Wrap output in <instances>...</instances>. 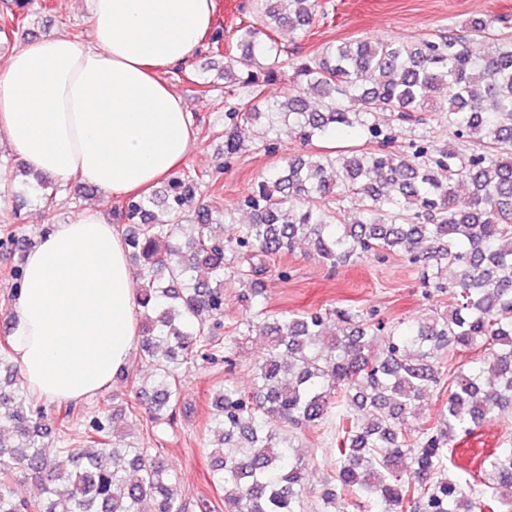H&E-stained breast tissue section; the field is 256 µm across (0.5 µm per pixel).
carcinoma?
I'll return each mask as SVG.
<instances>
[{
    "label": "carcinoma",
    "instance_id": "carcinoma-1",
    "mask_svg": "<svg viewBox=\"0 0 512 512\" xmlns=\"http://www.w3.org/2000/svg\"><path fill=\"white\" fill-rule=\"evenodd\" d=\"M260 22L224 40L217 27L210 52L224 57V88L241 100L224 112V156L241 149L239 129L269 119L306 144L353 131L371 149L285 156L233 207L217 201L218 178L182 167L163 188L109 207L131 259L140 263L138 314L141 360L151 367L132 378L146 405V430L170 421L183 405L187 366L221 360L254 326L267 320V348L253 370L251 393L226 381L212 398L204 448L224 512H330L336 491L353 492L375 512H512L495 486L512 485V448H496L463 478L448 466L457 440L512 412V34L477 17L467 34L448 33L407 44L366 39L327 43L310 57L288 56L275 38L287 28L303 38L325 14L320 0H257ZM31 16L29 0H13L0 32ZM494 49L477 55L471 42ZM292 71L296 86L277 100L264 87ZM320 96L313 107L308 96ZM448 122L468 149L435 151L422 136L394 153L398 126ZM469 202L456 203V185ZM251 221L227 239L211 233L234 211ZM309 243L333 267L368 256L404 255L421 266L424 287L448 292L446 313L396 323L375 347L376 323L358 310L284 312L268 319L261 296L269 260ZM456 269L444 281L439 265ZM242 294L245 317L224 327V281ZM342 323L329 334L328 322ZM484 350L479 362L446 369L443 354ZM8 341L0 342V512H190L172 489L165 459L118 432L117 410L99 409L74 421L65 407L44 415L23 388ZM448 377V399L435 426L409 427L421 402ZM79 425L86 449L62 446ZM331 426L328 452L338 488L308 502V463L296 452L297 431ZM59 444L46 454L45 441ZM21 471L40 488L35 500L15 495Z\"/></svg>",
    "mask_w": 512,
    "mask_h": 512
}]
</instances>
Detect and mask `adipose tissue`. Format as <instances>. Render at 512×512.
<instances>
[{"instance_id":"obj_1","label":"adipose tissue","mask_w":512,"mask_h":512,"mask_svg":"<svg viewBox=\"0 0 512 512\" xmlns=\"http://www.w3.org/2000/svg\"><path fill=\"white\" fill-rule=\"evenodd\" d=\"M87 40L37 39L0 68V131L24 165L124 199L182 165L197 131L161 69L187 65L214 0H89ZM137 290L122 237L93 207L26 255L9 308L28 391L85 402L131 358Z\"/></svg>"}]
</instances>
